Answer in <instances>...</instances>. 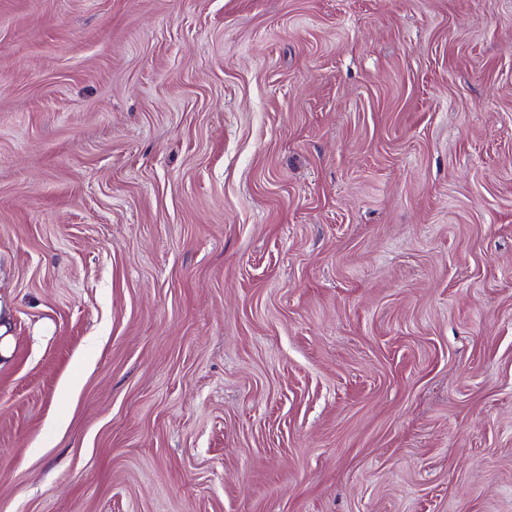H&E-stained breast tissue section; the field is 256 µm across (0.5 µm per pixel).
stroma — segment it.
Returning <instances> with one entry per match:
<instances>
[{"instance_id":"1","label":"stroma","mask_w":512,"mask_h":512,"mask_svg":"<svg viewBox=\"0 0 512 512\" xmlns=\"http://www.w3.org/2000/svg\"><path fill=\"white\" fill-rule=\"evenodd\" d=\"M0 512H512V0H0Z\"/></svg>"}]
</instances>
